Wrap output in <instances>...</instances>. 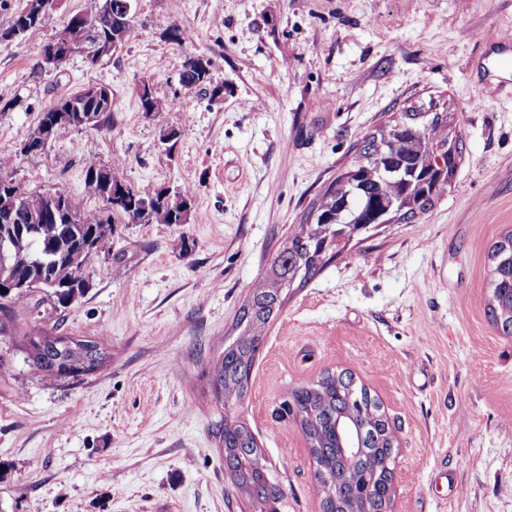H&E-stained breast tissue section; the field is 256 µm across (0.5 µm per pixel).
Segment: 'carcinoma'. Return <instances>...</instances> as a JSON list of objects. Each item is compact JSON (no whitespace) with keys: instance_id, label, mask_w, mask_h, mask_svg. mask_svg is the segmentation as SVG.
Segmentation results:
<instances>
[{"instance_id":"cac0c4a2","label":"carcinoma","mask_w":512,"mask_h":512,"mask_svg":"<svg viewBox=\"0 0 512 512\" xmlns=\"http://www.w3.org/2000/svg\"><path fill=\"white\" fill-rule=\"evenodd\" d=\"M120 0H87L83 11L63 22L54 37L42 48L47 54L55 48L73 49L90 66L99 63L96 43L112 38L114 5ZM54 11V0H26L13 13L9 25L0 28V43H9L46 25ZM163 35L178 45L188 39L179 26L163 20ZM181 83L185 90L205 89L215 98L224 95V83L216 80L210 61L192 56L182 64ZM97 97L85 89L64 95L39 117L37 127L52 121L56 112L79 103L78 111L91 112L103 119L112 111V90L99 84ZM420 112H403L400 117L357 145L356 160L341 170L327 185L322 202L314 205L306 223L288 236L269 264L266 274L251 288L241 308L239 333L224 347L211 370L218 396L224 399V411L240 403L247 392L263 330L283 305L284 293L295 283L304 284L323 268L325 259L339 252L343 236L359 224H409L426 214L450 188L454 171L461 161L463 145L452 137L437 139L427 133L446 121L441 112L419 125ZM84 174L83 194L57 191L64 208L55 224H38L34 238H18L16 226L25 223L17 198L20 187L0 178V258L14 267L22 279L41 273L64 282L74 270L90 261L84 251L91 242L97 253L110 249L114 227L120 221L129 224H185L192 208L193 191L189 187L141 190L107 166ZM95 198L110 206L102 210L86 207L85 199ZM488 314L505 335H512V231L500 238L490 253ZM25 291L0 290V319L13 320L15 307L28 304ZM30 370L54 379L71 376L84 365V339L58 336L37 330L23 336ZM279 415L291 416L300 425L309 453L316 463V489L322 512H362V488L372 497L371 508L385 512L390 506V476L394 462V435L380 403L368 389L357 384L346 370L327 371L316 381L291 390L280 403ZM355 429L360 454L348 459L341 449L340 421ZM224 450V468L234 486L245 492L257 512L279 504L284 495L272 474L260 461L257 441L239 417L224 416L219 428Z\"/></svg>"}]
</instances>
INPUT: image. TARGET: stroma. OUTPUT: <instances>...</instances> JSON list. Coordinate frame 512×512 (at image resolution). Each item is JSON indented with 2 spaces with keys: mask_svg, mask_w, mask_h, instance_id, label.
I'll use <instances>...</instances> for the list:
<instances>
[{
  "mask_svg": "<svg viewBox=\"0 0 512 512\" xmlns=\"http://www.w3.org/2000/svg\"><path fill=\"white\" fill-rule=\"evenodd\" d=\"M84 4L57 0L47 25L0 44V154L13 157L0 177L78 195L95 161L139 188L191 187L195 200L185 224L117 225L68 307L16 309L32 328L104 338L112 357L48 380L0 336V512H247L224 470L213 363L356 144L429 104L463 145L450 190L414 223L353 236L289 290L238 413L285 492L280 512L321 507L300 426L275 411L341 370L393 426L394 512H512V336L487 313L490 250L512 231V80L468 68L482 38L512 28V0H133L120 51L38 70ZM164 20L189 42L166 40ZM188 54L211 60L223 99L183 88ZM145 80L170 105L160 118L139 110ZM91 84L112 89L104 123L20 152L45 106ZM166 129L179 133L169 152ZM181 235L185 254L172 248Z\"/></svg>",
  "mask_w": 512,
  "mask_h": 512,
  "instance_id": "35a3bbf8",
  "label": "stroma"
}]
</instances>
